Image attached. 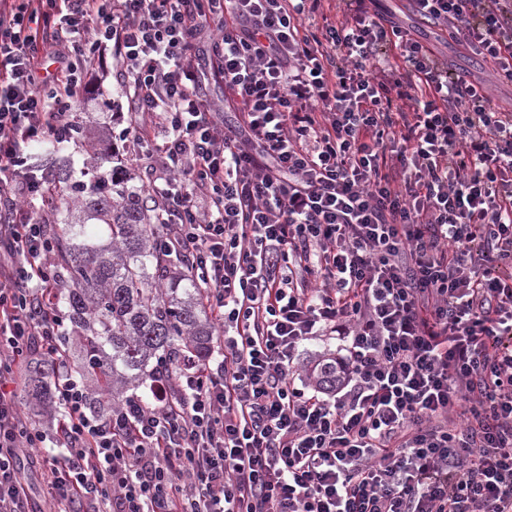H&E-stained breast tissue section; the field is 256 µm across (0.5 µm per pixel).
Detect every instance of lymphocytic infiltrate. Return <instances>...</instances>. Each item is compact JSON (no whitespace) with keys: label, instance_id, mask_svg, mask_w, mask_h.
<instances>
[{"label":"lymphocytic infiltrate","instance_id":"1","mask_svg":"<svg viewBox=\"0 0 512 512\" xmlns=\"http://www.w3.org/2000/svg\"><path fill=\"white\" fill-rule=\"evenodd\" d=\"M324 2L0 0V512L50 437L60 512H512V109L380 0ZM412 2L512 85V0ZM109 58L224 349L102 413L57 362L51 430L12 390L62 336L26 148L73 140ZM333 335L323 395L297 365Z\"/></svg>","mask_w":512,"mask_h":512}]
</instances>
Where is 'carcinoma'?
I'll return each mask as SVG.
<instances>
[{
    "mask_svg": "<svg viewBox=\"0 0 512 512\" xmlns=\"http://www.w3.org/2000/svg\"><path fill=\"white\" fill-rule=\"evenodd\" d=\"M87 147L88 175L76 179L70 165L52 167L55 274L63 286L56 312L69 321L66 336L82 339L80 371L95 374L116 404L184 353L208 363L215 327L199 272L184 264L171 274L176 260L158 249L159 226L144 190L118 174L119 154ZM52 374L50 363L30 367L26 399L52 400ZM338 376L334 360L319 359V388L336 387Z\"/></svg>",
    "mask_w": 512,
    "mask_h": 512,
    "instance_id": "cac0c4a2",
    "label": "carcinoma"
}]
</instances>
